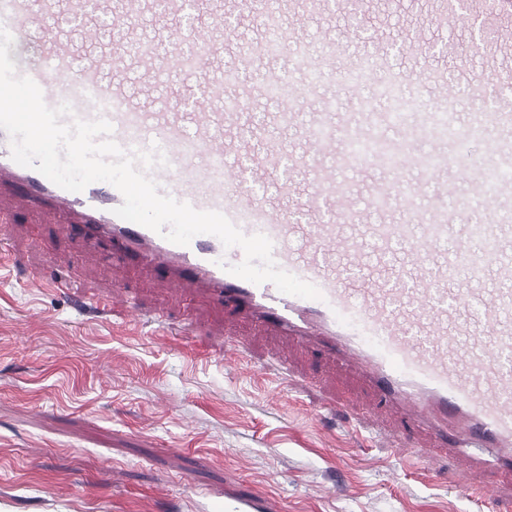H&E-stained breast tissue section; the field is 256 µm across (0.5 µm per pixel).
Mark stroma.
<instances>
[{"label": "stroma", "instance_id": "35a3bbf8", "mask_svg": "<svg viewBox=\"0 0 512 512\" xmlns=\"http://www.w3.org/2000/svg\"><path fill=\"white\" fill-rule=\"evenodd\" d=\"M439 13L437 0H361L352 12L337 10L335 0H299L284 22L352 52L374 42L398 51L420 28L429 63L449 67L465 51L472 24L465 18L441 28ZM207 19L202 2L181 20H151L136 34L163 53L174 43L193 50ZM224 20L236 36L224 46V63L233 66L241 44L265 32L245 9L225 10ZM339 65L322 59L313 89L289 74L287 57H252L236 89L250 102L247 129L265 128L268 139L294 148L295 136L267 126V113L281 106L260 97L259 87L283 81L298 112L315 111L320 93L348 106L350 93L336 83ZM406 89L423 112L490 110L489 100L449 92L444 80L410 81ZM17 220L24 233L0 268V512H202L203 491L222 488L229 473L283 499L288 512H475L455 483L453 460H439L433 477L416 478L390 443L324 424L322 392L299 382L282 387L259 367L273 347L312 377L324 370L318 358L264 341L248 357H232L210 334L223 315L206 299L162 293L157 277L113 267L107 247L87 252L56 225L22 213ZM35 238L83 252L98 292L121 280L145 308L194 317L198 335L165 336L118 311L77 312L44 287L54 259L32 246Z\"/></svg>", "mask_w": 512, "mask_h": 512}]
</instances>
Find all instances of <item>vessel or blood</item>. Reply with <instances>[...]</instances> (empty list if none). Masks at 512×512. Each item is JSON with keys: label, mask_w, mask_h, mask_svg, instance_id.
Wrapping results in <instances>:
<instances>
[{"label": "vessel or blood", "mask_w": 512, "mask_h": 512, "mask_svg": "<svg viewBox=\"0 0 512 512\" xmlns=\"http://www.w3.org/2000/svg\"><path fill=\"white\" fill-rule=\"evenodd\" d=\"M446 15L470 14L483 33L474 52L484 65L468 78L470 97L501 100L493 115L406 112L400 73L422 67L416 53L401 62L371 52L344 55L345 85L373 80L370 96L354 111H340L331 96L316 111L270 114L269 123L299 129V150L287 153L275 140L254 152L240 132L242 99L237 69L224 64V0H209V24L197 49L160 54L142 39L133 53L105 52L102 25L134 30L153 12L151 0L128 10L113 0H0V27L13 37L9 57L18 74L40 87L48 106L70 104L75 117L103 118L126 153L156 150L166 162L148 170L159 191L201 211L223 213L244 234L267 235L283 270L315 285L320 298L280 293L226 272L240 263L241 248H225L210 234L189 245L124 220L114 210L118 189L95 182L71 192L11 158L0 129V241L18 227L12 211L79 234L96 248L108 246L115 261L160 270L168 288L204 297L224 314L225 325L249 322L254 335L227 333L228 350L250 353L257 337H285L357 377L370 391V406L329 396L325 407L371 426L393 441L416 466L429 471L439 457L464 454L457 486L486 512L512 501V0H442ZM278 8L256 16L276 29L277 42L244 45L247 54H288L292 70L313 78L317 61L339 54L335 42L284 24ZM80 22L79 38L55 21ZM199 78L188 111L158 98L162 76ZM486 137L487 157L477 161L456 145ZM429 142L418 149L416 138ZM376 171L356 184L354 176ZM464 180L456 207L429 192L447 173ZM279 174L276 192L257 194L251 180ZM104 308L119 305L132 323L150 322L166 335L188 336L190 322L169 321L144 309L124 284L98 295ZM492 468L494 485L474 472ZM209 512H288L281 499L241 490L236 476L223 493H209Z\"/></svg>", "instance_id": "obj_1"}]
</instances>
